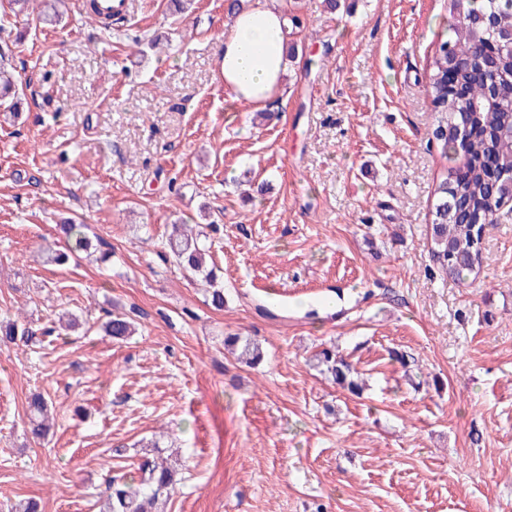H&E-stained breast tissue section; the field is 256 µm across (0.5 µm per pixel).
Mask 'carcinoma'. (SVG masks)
Wrapping results in <instances>:
<instances>
[{
  "instance_id": "1",
  "label": "carcinoma",
  "mask_w": 512,
  "mask_h": 512,
  "mask_svg": "<svg viewBox=\"0 0 512 512\" xmlns=\"http://www.w3.org/2000/svg\"><path fill=\"white\" fill-rule=\"evenodd\" d=\"M454 17L448 38L437 44L427 59L424 78L436 126L432 141L444 157L460 155V161L447 168L438 187L432 210V262L442 274L463 280L478 273L482 263L486 225L502 204L501 185L512 178V139L498 131L512 126V62L508 48L500 44L495 29L482 18L492 15L503 27L512 26V0H448ZM17 69L12 64L8 42H0V101L17 85ZM468 126L464 142L457 143L452 130ZM85 225H61L65 246L47 250V260L65 263L69 257L95 248L98 260L106 262L111 253L105 242L92 246ZM169 246L176 264L189 277L216 282L215 270L207 267V244L180 224L171 225ZM107 335L123 341L134 332L131 320L123 314H109L103 324ZM32 332L10 318L0 320V345L18 340L29 342ZM224 344L238 352V359L256 365L263 359L259 344L241 342L229 336ZM317 366L331 374L341 388L352 394L361 387L357 371L333 347L315 355ZM30 434L41 439L50 429V412L45 398L35 394L28 405ZM179 472L166 458L145 456L139 465L138 482L126 478L112 480L105 512H159L178 481Z\"/></svg>"
}]
</instances>
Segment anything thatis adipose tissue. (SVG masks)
I'll return each instance as SVG.
<instances>
[{
  "label": "adipose tissue",
  "mask_w": 512,
  "mask_h": 512,
  "mask_svg": "<svg viewBox=\"0 0 512 512\" xmlns=\"http://www.w3.org/2000/svg\"><path fill=\"white\" fill-rule=\"evenodd\" d=\"M290 27L281 0H250L224 30L217 74L234 100L270 107L283 93Z\"/></svg>",
  "instance_id": "obj_1"
}]
</instances>
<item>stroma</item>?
I'll list each match as a JSON object with an SVG mask.
<instances>
[{
	"mask_svg": "<svg viewBox=\"0 0 512 512\" xmlns=\"http://www.w3.org/2000/svg\"><path fill=\"white\" fill-rule=\"evenodd\" d=\"M137 2L109 35L73 0L52 24L39 0L19 19L0 4L24 32L20 108L0 112V316L54 331L0 345V512H102L154 439L183 465L164 512H512V202L475 278L431 260L450 161L424 69L448 0H285L296 51L263 112L216 78L225 0ZM66 218L110 263L46 262ZM179 221L209 237L223 310L173 262ZM110 311L136 326L124 342ZM330 345L361 396L316 367ZM108 314V319L103 324V329L108 336L116 341H124L133 334V324L128 317L124 314ZM240 343L241 337L239 336H228L224 341L227 347L239 351L238 359L249 366L256 365L263 359V352L259 344L247 340L242 345ZM28 424L30 434L36 438H44L50 429V412L48 403L41 394H34L28 405Z\"/></svg>",
	"mask_w": 512,
	"mask_h": 512,
	"instance_id": "stroma-1",
	"label": "stroma"
}]
</instances>
